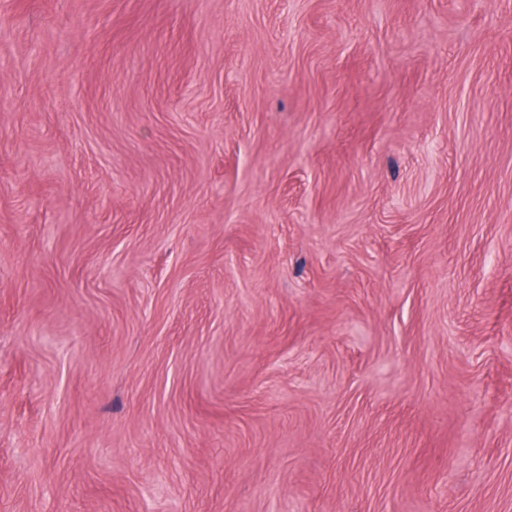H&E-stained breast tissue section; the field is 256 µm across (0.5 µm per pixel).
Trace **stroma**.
<instances>
[{"instance_id":"1","label":"stroma","mask_w":512,"mask_h":512,"mask_svg":"<svg viewBox=\"0 0 512 512\" xmlns=\"http://www.w3.org/2000/svg\"><path fill=\"white\" fill-rule=\"evenodd\" d=\"M0 512H512V0H0Z\"/></svg>"}]
</instances>
